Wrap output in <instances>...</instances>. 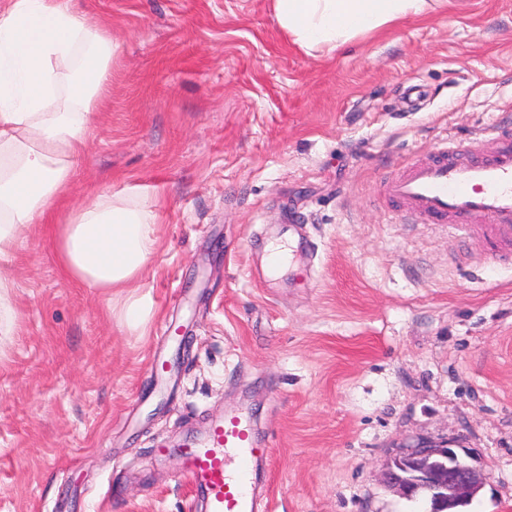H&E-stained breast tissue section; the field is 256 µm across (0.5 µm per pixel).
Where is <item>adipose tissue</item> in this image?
Segmentation results:
<instances>
[{
	"mask_svg": "<svg viewBox=\"0 0 512 512\" xmlns=\"http://www.w3.org/2000/svg\"><path fill=\"white\" fill-rule=\"evenodd\" d=\"M443 2L274 0V10L295 43L331 54ZM115 50L77 0H10L0 10V259L32 224L55 216ZM155 226L150 205L102 194L59 225L55 256L74 282L124 288L144 275L157 244Z\"/></svg>",
	"mask_w": 512,
	"mask_h": 512,
	"instance_id": "obj_1",
	"label": "adipose tissue"
}]
</instances>
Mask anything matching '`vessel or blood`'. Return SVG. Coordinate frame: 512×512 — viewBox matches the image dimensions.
<instances>
[{"mask_svg":"<svg viewBox=\"0 0 512 512\" xmlns=\"http://www.w3.org/2000/svg\"><path fill=\"white\" fill-rule=\"evenodd\" d=\"M497 139L488 156L443 140L434 155L388 179L383 192L405 218L452 224L512 250V133L498 132ZM181 455L182 476L204 498L207 512H259L254 484L271 451L258 444L243 409L226 411L202 440L185 443Z\"/></svg>","mask_w":512,"mask_h":512,"instance_id":"obj_1","label":"vessel or blood"}]
</instances>
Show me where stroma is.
Here are the masks:
<instances>
[{"mask_svg":"<svg viewBox=\"0 0 512 512\" xmlns=\"http://www.w3.org/2000/svg\"><path fill=\"white\" fill-rule=\"evenodd\" d=\"M80 7L119 52L65 205L155 207L153 316L130 328L70 281L52 225L0 260V512H203L176 446L231 406L272 450L268 512H426L383 476L420 441L468 452L464 512H512V263L383 195L442 140L487 152L512 127V0H448L329 57L273 0ZM295 224L270 276L264 245ZM10 282L0 274V335L9 336L13 329V317L8 305Z\"/></svg>","mask_w":512,"mask_h":512,"instance_id":"obj_1","label":"stroma"}]
</instances>
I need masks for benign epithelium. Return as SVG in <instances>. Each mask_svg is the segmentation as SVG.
I'll use <instances>...</instances> for the list:
<instances>
[{
  "label": "benign epithelium",
  "instance_id": "obj_1",
  "mask_svg": "<svg viewBox=\"0 0 512 512\" xmlns=\"http://www.w3.org/2000/svg\"><path fill=\"white\" fill-rule=\"evenodd\" d=\"M385 481L402 497L424 491L431 497L430 512H444L467 504L481 488L479 473L448 444L421 442L394 456L386 464Z\"/></svg>",
  "mask_w": 512,
  "mask_h": 512
}]
</instances>
